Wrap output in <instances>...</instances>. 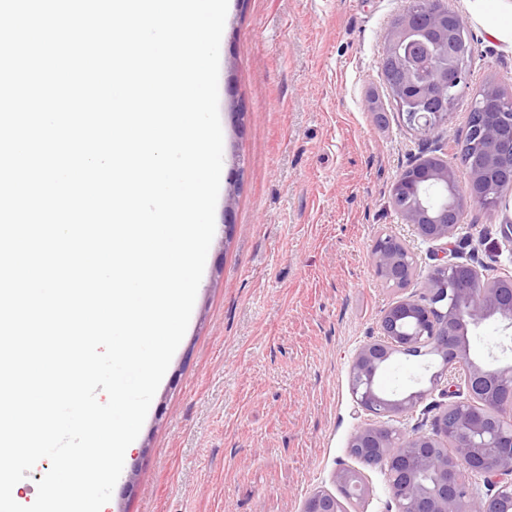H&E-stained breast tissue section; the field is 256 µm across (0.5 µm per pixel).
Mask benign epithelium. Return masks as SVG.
<instances>
[{
  "instance_id": "7a95c632",
  "label": "benign epithelium",
  "mask_w": 512,
  "mask_h": 512,
  "mask_svg": "<svg viewBox=\"0 0 512 512\" xmlns=\"http://www.w3.org/2000/svg\"><path fill=\"white\" fill-rule=\"evenodd\" d=\"M441 60L426 71L414 67L427 47ZM472 50L467 22L445 5L429 0L425 11L408 7L393 23L380 68L387 92L404 124L427 137L448 123L466 84L464 60ZM469 111L480 119L469 125L464 146H476L480 158L468 169L465 188L457 186V168L429 154L407 167L390 188L389 204L418 237L435 243L454 237L467 207L483 205L501 181L512 182V93L487 87L474 94ZM371 255L375 272L388 286L408 288L416 268L403 240L381 235ZM497 320L512 328V277H486L469 263L438 259L421 281L420 295L402 297L379 318L380 336L361 346L349 368L355 402L375 417L350 437L349 453L362 464L383 469L394 491L395 512H512V365L489 369L469 357L467 333ZM437 336L443 368L467 367V400L448 403L432 433L402 434L383 419L413 410L425 392L390 399L376 392L377 368L397 351L416 353ZM481 474L495 493L480 497L471 476ZM336 480L349 501H360L367 488L358 471L341 469ZM303 512H346L333 494L318 490L304 501Z\"/></svg>"
}]
</instances>
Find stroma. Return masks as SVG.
<instances>
[{
	"instance_id": "1",
	"label": "stroma",
	"mask_w": 512,
	"mask_h": 512,
	"mask_svg": "<svg viewBox=\"0 0 512 512\" xmlns=\"http://www.w3.org/2000/svg\"><path fill=\"white\" fill-rule=\"evenodd\" d=\"M473 36L462 105L430 138L408 129L380 60L406 0H229L220 65L224 181L215 234L187 331L150 404L108 512H302L336 473L363 470L368 492L347 512H390L387 477L362 468L348 440L373 418L348 371L379 336L401 291L375 274L378 236L403 239L419 290L435 244L390 207L397 176L427 150L456 161L476 92H512V47L493 38L472 0H446ZM512 189L464 212L448 258L512 275ZM470 357L512 365V334L488 321ZM437 354L396 356L375 378L397 398L427 397L392 425L428 432L447 405L430 376Z\"/></svg>"
}]
</instances>
